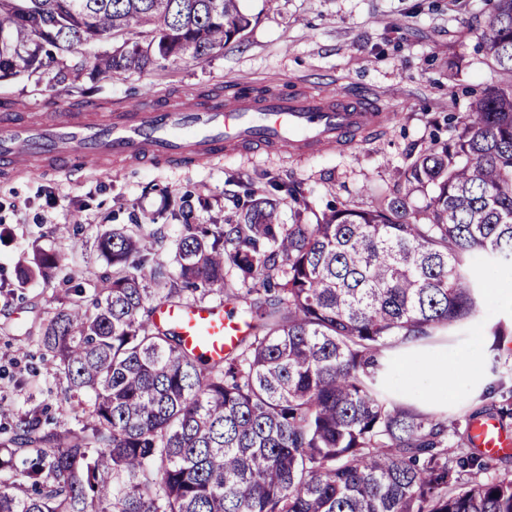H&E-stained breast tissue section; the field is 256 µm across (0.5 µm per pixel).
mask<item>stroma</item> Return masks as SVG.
I'll return each mask as SVG.
<instances>
[{
    "label": "stroma",
    "mask_w": 512,
    "mask_h": 512,
    "mask_svg": "<svg viewBox=\"0 0 512 512\" xmlns=\"http://www.w3.org/2000/svg\"><path fill=\"white\" fill-rule=\"evenodd\" d=\"M252 18L241 40L204 61L186 57L123 78L91 84L88 71L60 83L58 63L0 81V113L28 119L35 112H119L133 99L153 107L183 93L227 94L241 80L259 92L332 85L377 96L393 114L375 134L358 136L348 147L289 155L277 147L238 150L196 166L129 168L106 178L94 172L48 170L14 178L0 175V423L13 421L31 405L49 403L59 423L74 419L64 403L65 381L51 375L36 344L45 320L58 307L68 282L97 283L110 268L93 246L98 231L115 224L141 225L156 235L158 258L171 261L182 233L177 211L189 194L200 199L193 223L222 224L233 218L232 201L261 193L269 180L293 181L314 211L327 206L372 209L403 188L412 156L449 135V113L467 111L470 90L496 83L490 61L478 49L488 21V0H241ZM94 87L95 108H80L81 91ZM78 224V236L59 234ZM61 255L47 278L21 281L19 265L35 249ZM505 295L488 294L478 321L452 335L411 349L392 348V359L421 361L443 354L449 363L479 357L483 366L467 375L442 408L463 411L490 389L512 390V335L490 333L512 320V270H485ZM498 361L502 376L488 365Z\"/></svg>",
    "instance_id": "1"
}]
</instances>
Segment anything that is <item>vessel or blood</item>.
<instances>
[{
	"label": "vessel or blood",
	"instance_id": "obj_1",
	"mask_svg": "<svg viewBox=\"0 0 512 512\" xmlns=\"http://www.w3.org/2000/svg\"><path fill=\"white\" fill-rule=\"evenodd\" d=\"M386 118L377 102L345 90L256 95L244 84L205 104L179 96L155 109L131 105L90 120L56 112L20 122L2 113L0 169L108 173L116 161L130 167L201 164L250 145L297 153L344 145L358 134L379 131ZM155 320L175 326L188 346L208 357L223 354L244 333L241 323L225 317L220 304L193 310L161 304ZM471 433L487 455L512 451V434L493 420L472 422Z\"/></svg>",
	"mask_w": 512,
	"mask_h": 512
}]
</instances>
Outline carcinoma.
Listing matches in <instances>:
<instances>
[{"label": "carcinoma", "mask_w": 512, "mask_h": 512, "mask_svg": "<svg viewBox=\"0 0 512 512\" xmlns=\"http://www.w3.org/2000/svg\"><path fill=\"white\" fill-rule=\"evenodd\" d=\"M239 2L0 0V80L115 35L130 38L95 57V80L204 61L249 28ZM488 2L482 47L498 83L448 118L455 133L412 159L407 192L384 206L310 224L296 197L284 224L279 195L293 190L273 183L234 222L194 224L185 197L172 269L125 224L97 236L112 274L89 307L70 298L81 285L66 289L37 338L76 424L35 405L0 429V512H512L508 456L383 386L394 345L477 316L491 283L473 255L512 268V0ZM426 190L418 218L410 192ZM60 262L38 251L19 275ZM230 275L247 333L223 356L154 321L159 304L224 296ZM484 418L502 426L512 404L468 414ZM453 436L464 451L450 458Z\"/></svg>", "instance_id": "cac0c4a2"}]
</instances>
